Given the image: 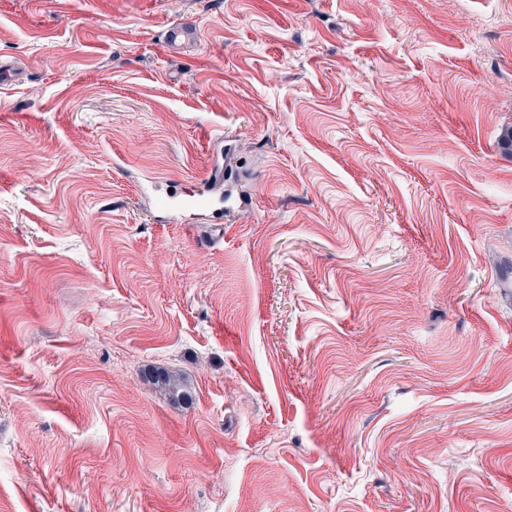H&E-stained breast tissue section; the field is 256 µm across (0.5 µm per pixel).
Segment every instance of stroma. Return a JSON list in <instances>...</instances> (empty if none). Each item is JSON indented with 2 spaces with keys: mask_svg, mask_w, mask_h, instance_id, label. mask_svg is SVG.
<instances>
[{
  "mask_svg": "<svg viewBox=\"0 0 512 512\" xmlns=\"http://www.w3.org/2000/svg\"><path fill=\"white\" fill-rule=\"evenodd\" d=\"M0 65V512H512V0H0ZM152 380L168 393L172 402H183L190 397L184 379L165 368L156 369Z\"/></svg>",
  "mask_w": 512,
  "mask_h": 512,
  "instance_id": "1",
  "label": "stroma"
}]
</instances>
